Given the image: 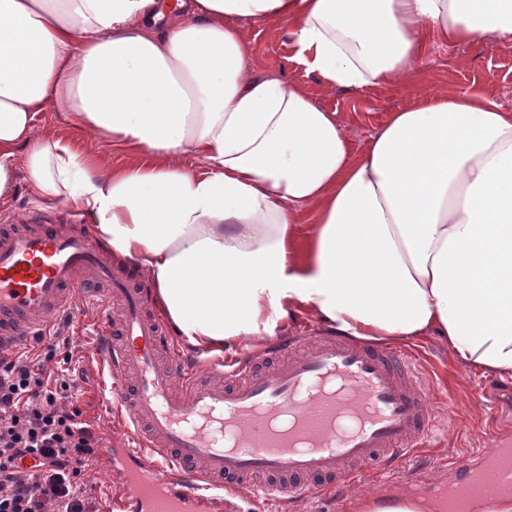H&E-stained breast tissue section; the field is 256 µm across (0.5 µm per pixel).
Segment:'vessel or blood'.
Wrapping results in <instances>:
<instances>
[{
    "label": "vessel or blood",
    "mask_w": 512,
    "mask_h": 512,
    "mask_svg": "<svg viewBox=\"0 0 512 512\" xmlns=\"http://www.w3.org/2000/svg\"><path fill=\"white\" fill-rule=\"evenodd\" d=\"M112 302L120 319H103L90 356L95 403L127 431L104 448L124 478L118 512H215L225 490L250 481L278 505L338 496L435 436L432 388L412 353L323 335L279 341L239 366L190 358L149 314L146 289L78 225L38 208L0 226V350ZM455 485L490 503L512 494V443L497 441Z\"/></svg>",
    "instance_id": "vessel-or-blood-1"
}]
</instances>
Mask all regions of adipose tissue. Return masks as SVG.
Returning <instances> with one entry per match:
<instances>
[{
    "instance_id": "ef3b65f1",
    "label": "adipose tissue",
    "mask_w": 512,
    "mask_h": 512,
    "mask_svg": "<svg viewBox=\"0 0 512 512\" xmlns=\"http://www.w3.org/2000/svg\"><path fill=\"white\" fill-rule=\"evenodd\" d=\"M265 23L328 87L400 86L435 45L512 38V0H0V204L22 177L77 203L193 348L302 313L512 382V110L427 91L354 156L334 110L253 63ZM52 105L139 162L38 134Z\"/></svg>"
}]
</instances>
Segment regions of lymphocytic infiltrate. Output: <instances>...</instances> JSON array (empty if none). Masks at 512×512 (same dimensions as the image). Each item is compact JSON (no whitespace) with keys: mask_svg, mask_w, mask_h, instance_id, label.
Returning <instances> with one entry per match:
<instances>
[{"mask_svg":"<svg viewBox=\"0 0 512 512\" xmlns=\"http://www.w3.org/2000/svg\"><path fill=\"white\" fill-rule=\"evenodd\" d=\"M54 352L0 354V512H100L83 474L99 438L70 402L75 375Z\"/></svg>","mask_w":512,"mask_h":512,"instance_id":"1","label":"lymphocytic infiltrate"}]
</instances>
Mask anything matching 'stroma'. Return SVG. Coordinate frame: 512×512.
Wrapping results in <instances>:
<instances>
[{
  "label": "stroma",
  "instance_id": "obj_1",
  "mask_svg": "<svg viewBox=\"0 0 512 512\" xmlns=\"http://www.w3.org/2000/svg\"><path fill=\"white\" fill-rule=\"evenodd\" d=\"M251 38L254 56L267 72L299 84L318 103L336 110L357 156L363 153L387 112L413 106L428 90H486L512 109V39L479 36L465 45H438L406 85L350 90L327 87L316 75L290 62L287 25L256 27ZM38 126L42 134L76 139L84 151L106 156L113 165L123 166L136 159L133 152L114 147L110 140L76 135L56 107L40 113ZM407 348L441 388L432 405L442 429L423 452L427 468L422 474L432 483L448 485L455 481L459 464L488 451L500 422L512 418V383L458 368L447 348L436 340L411 342ZM420 473L413 461L396 469L372 472L361 485L348 491L350 512H367L369 498L383 492H408L409 479Z\"/></svg>",
  "mask_w": 512,
  "mask_h": 512
}]
</instances>
